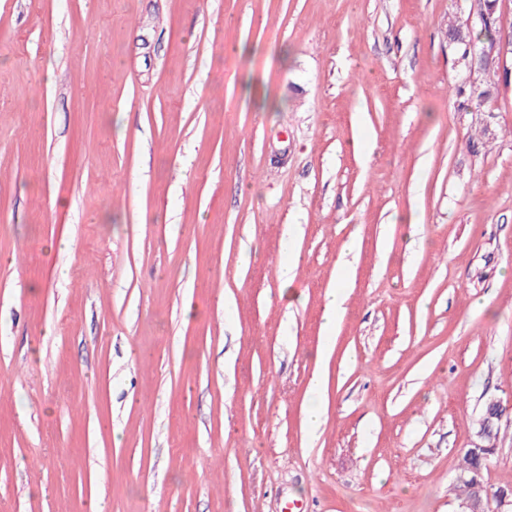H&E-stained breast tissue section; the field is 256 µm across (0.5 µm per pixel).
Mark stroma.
<instances>
[{
    "mask_svg": "<svg viewBox=\"0 0 512 512\" xmlns=\"http://www.w3.org/2000/svg\"><path fill=\"white\" fill-rule=\"evenodd\" d=\"M452 19L0 0V512H457L477 446L512 487V78L459 111Z\"/></svg>",
    "mask_w": 512,
    "mask_h": 512,
    "instance_id": "35a3bbf8",
    "label": "stroma"
}]
</instances>
